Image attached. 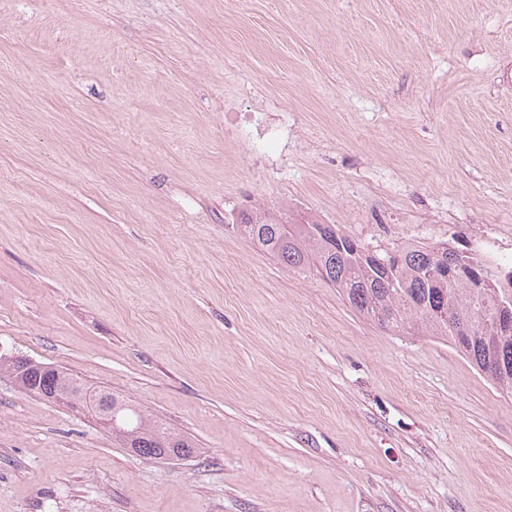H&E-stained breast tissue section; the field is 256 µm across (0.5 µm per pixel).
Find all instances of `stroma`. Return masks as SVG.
Listing matches in <instances>:
<instances>
[{
    "mask_svg": "<svg viewBox=\"0 0 512 512\" xmlns=\"http://www.w3.org/2000/svg\"><path fill=\"white\" fill-rule=\"evenodd\" d=\"M512 253V0H0V512H512V396L240 234ZM29 362L31 365L14 378L20 386L53 402L62 391L73 393L87 405L89 412L112 431V436L123 441L136 455L145 459L186 458L194 452L186 438L152 423L141 410L120 396L90 390L63 371L31 360Z\"/></svg>",
    "mask_w": 512,
    "mask_h": 512,
    "instance_id": "stroma-1",
    "label": "stroma"
}]
</instances>
